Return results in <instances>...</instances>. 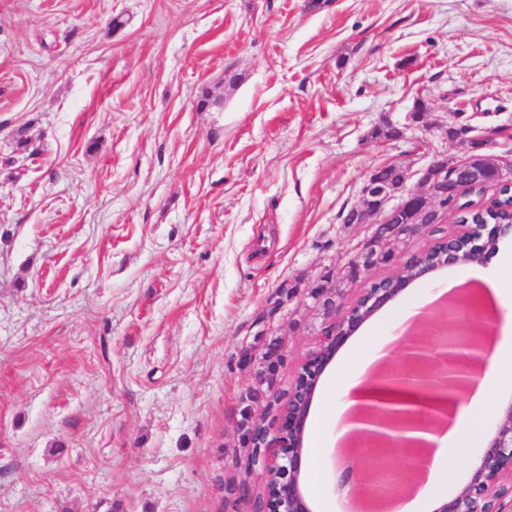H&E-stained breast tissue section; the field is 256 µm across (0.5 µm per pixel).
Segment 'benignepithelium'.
I'll list each match as a JSON object with an SVG mask.
<instances>
[{
  "label": "benign epithelium",
  "mask_w": 512,
  "mask_h": 512,
  "mask_svg": "<svg viewBox=\"0 0 512 512\" xmlns=\"http://www.w3.org/2000/svg\"><path fill=\"white\" fill-rule=\"evenodd\" d=\"M453 192L448 183L447 158H435L417 182V188L403 190L401 202L392 208L406 210L419 217V224H392L386 212L379 208L375 215L388 224V230L368 238L346 267L345 277L352 282L362 281L359 289L367 297L365 306L356 309L349 305L322 333L317 348L309 353L297 368L291 385L299 384L308 390L303 397L293 392L280 393L276 388L277 376L284 363L280 347L268 344L257 348L244 344L238 350L243 364L259 361L264 372L257 378L259 397L244 413L258 421L260 431L249 426H236V466L247 472L259 468L267 473L272 483L270 495L255 499L254 512H310L303 483L304 439L311 405L319 381L329 362L342 344L368 319L407 288H379L365 270L370 250L380 249V259L403 270L408 264L415 267L416 279L428 277L438 271L426 259L421 249L405 259L397 252L396 244L404 237L426 234L434 214L447 209L445 200ZM467 241L461 257L448 252V264L481 263L490 254V242L512 239V225H482L477 231L464 226ZM484 324L476 319L468 326L459 324L456 307L444 308L443 322L435 331L406 336L399 347L403 351L400 368L380 374L370 388L382 394L376 404L359 408L357 421L374 426L360 434L375 447L373 463L352 472H340L336 482L339 492L349 496L365 490L393 502L406 487L409 473L423 460L425 449L431 443L408 436L412 431L436 432L448 415V405L459 404L456 392L448 391V366L456 356L448 354V338L456 346L477 354L487 363L491 351L483 336ZM435 512H512V399L506 401L494 424L487 446L473 465L468 480L460 491L448 496Z\"/></svg>",
  "instance_id": "7a95c632"
}]
</instances>
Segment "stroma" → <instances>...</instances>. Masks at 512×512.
I'll use <instances>...</instances> for the list:
<instances>
[{
    "label": "stroma",
    "mask_w": 512,
    "mask_h": 512,
    "mask_svg": "<svg viewBox=\"0 0 512 512\" xmlns=\"http://www.w3.org/2000/svg\"><path fill=\"white\" fill-rule=\"evenodd\" d=\"M387 124L401 137H373ZM461 125L512 159V0H0V512H226L258 315L280 306L288 390L320 338L311 289L371 233L343 221L366 179L463 159L442 135ZM508 256L413 282L363 331L443 288L470 323L466 285ZM494 421L476 415L439 495Z\"/></svg>",
    "instance_id": "obj_1"
}]
</instances>
